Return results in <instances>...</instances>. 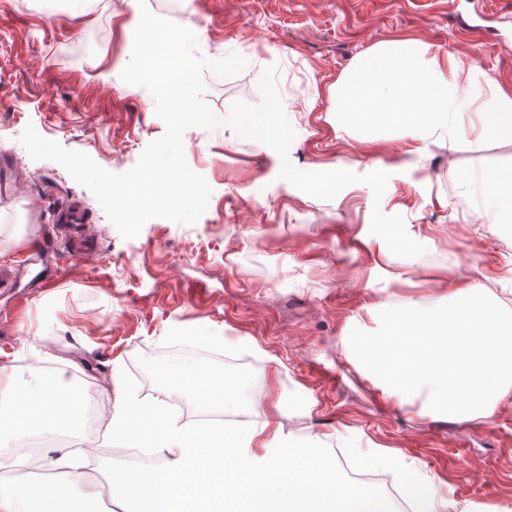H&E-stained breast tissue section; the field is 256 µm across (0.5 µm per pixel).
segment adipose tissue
<instances>
[{
	"instance_id": "ef3b65f1",
	"label": "adipose tissue",
	"mask_w": 512,
	"mask_h": 512,
	"mask_svg": "<svg viewBox=\"0 0 512 512\" xmlns=\"http://www.w3.org/2000/svg\"><path fill=\"white\" fill-rule=\"evenodd\" d=\"M463 60L450 49L436 52L417 41L390 39L370 49L337 83L336 111L349 124L373 128L400 125L421 138L456 145L467 138L462 116L481 103L483 136L512 143V93L492 86L480 73L459 81ZM465 71V70H464ZM69 384L35 378L18 384L0 370V396L10 408L0 413V437L74 427ZM108 437L131 447L158 448L164 463L121 469L109 476L116 512H222L224 484L234 485V512H396L394 504L365 491H343L331 458L296 454L279 420L259 414L244 433H228L218 421L198 429L180 425L175 413L129 390L116 398L105 425ZM291 458L282 468L280 458ZM61 483L18 480L0 486V512H98L99 484L70 460Z\"/></svg>"
}]
</instances>
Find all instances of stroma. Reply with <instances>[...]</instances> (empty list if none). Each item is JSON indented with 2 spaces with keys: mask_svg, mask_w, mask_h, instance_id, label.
<instances>
[{
  "mask_svg": "<svg viewBox=\"0 0 512 512\" xmlns=\"http://www.w3.org/2000/svg\"><path fill=\"white\" fill-rule=\"evenodd\" d=\"M175 23L200 54L237 53L238 75H207L217 115L258 104L265 67H279L290 149L306 171L367 174L390 166L383 212L405 218L426 248L394 256L369 232L371 189L354 184L334 200L279 179L270 147L230 130L189 129V166L212 188L194 225L156 218L123 239L93 194L58 163L33 160L18 138H45L122 173L165 125L145 89L120 72L132 51L138 0H0V149L15 190L0 195V368L19 379L58 371L93 382L100 415L119 374L139 397L198 405L161 376L170 350L211 349L239 363L225 387L247 378L240 402L260 405L297 444L342 448L366 468L375 451L400 453L406 477L435 480L441 497L478 512L512 507V403L488 418L422 415L353 355V328L376 330L381 310L425 308L450 284H474L512 306V220L481 215L473 175L512 168V144L415 141L399 126L345 125L332 88L379 42L416 39L452 48L491 83L512 91V0H176Z\"/></svg>",
  "mask_w": 512,
  "mask_h": 512,
  "instance_id": "stroma-1",
  "label": "stroma"
}]
</instances>
